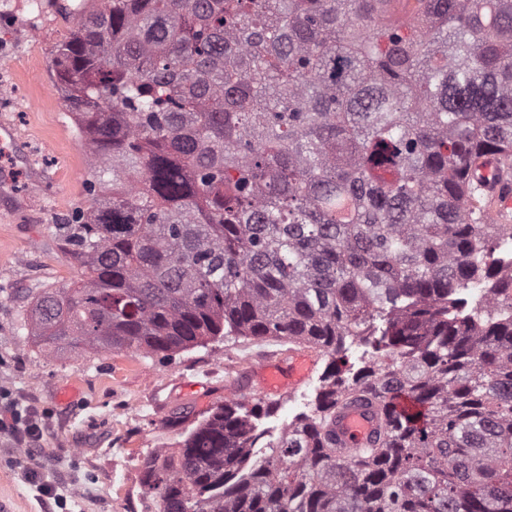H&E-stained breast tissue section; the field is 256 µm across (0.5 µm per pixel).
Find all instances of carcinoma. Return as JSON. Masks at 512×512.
Instances as JSON below:
<instances>
[{
    "instance_id": "carcinoma-1",
    "label": "carcinoma",
    "mask_w": 512,
    "mask_h": 512,
    "mask_svg": "<svg viewBox=\"0 0 512 512\" xmlns=\"http://www.w3.org/2000/svg\"><path fill=\"white\" fill-rule=\"evenodd\" d=\"M55 45L87 157L49 353L210 336L328 357L273 437L242 401L143 460L158 512H512V271L472 172L512 170V0H99ZM463 288L482 302L457 307ZM353 345L356 372L336 369ZM405 395L420 410L397 411ZM376 414L363 448L336 416ZM378 420L370 409L351 404L336 417V440L342 448H362L372 438Z\"/></svg>"
}]
</instances>
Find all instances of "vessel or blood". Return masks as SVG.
<instances>
[{
	"instance_id": "b4317fda",
	"label": "vessel or blood",
	"mask_w": 512,
	"mask_h": 512,
	"mask_svg": "<svg viewBox=\"0 0 512 512\" xmlns=\"http://www.w3.org/2000/svg\"><path fill=\"white\" fill-rule=\"evenodd\" d=\"M476 178L489 204V209L500 222H512V177H505L494 157L479 160ZM319 357L305 349H291L287 353L261 363L237 382V389L259 386L262 393L277 395L283 391H296L310 380ZM378 420L359 404L342 410L336 418V440L344 448H361L372 440Z\"/></svg>"
}]
</instances>
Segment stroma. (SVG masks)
I'll list each match as a JSON object with an SVG mask.
<instances>
[{"label":"stroma","mask_w":512,"mask_h":512,"mask_svg":"<svg viewBox=\"0 0 512 512\" xmlns=\"http://www.w3.org/2000/svg\"><path fill=\"white\" fill-rule=\"evenodd\" d=\"M74 2L0 0V83L11 92L0 112V143L11 148L0 155V387L43 424L33 453L0 434V502L10 512H156L143 495L144 455L180 448L211 408L233 399L229 387L243 370L288 345L229 336L165 359L126 349L48 355L23 328L30 292L80 277L51 225L93 204L84 149L51 67L53 46L82 19ZM317 368L294 394L247 393L261 427L279 434L289 412L310 410L326 365ZM43 483L56 499L41 494Z\"/></svg>","instance_id":"35a3bbf8"}]
</instances>
